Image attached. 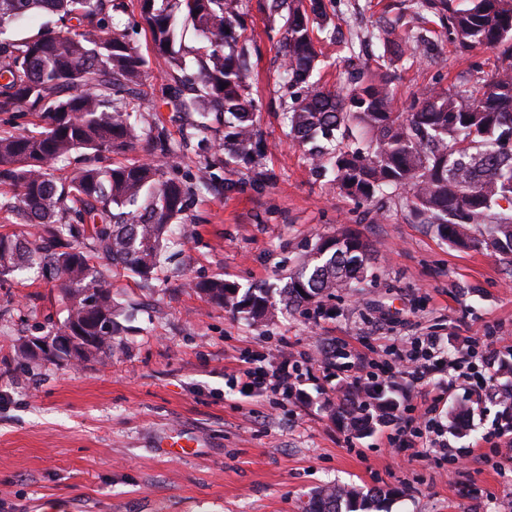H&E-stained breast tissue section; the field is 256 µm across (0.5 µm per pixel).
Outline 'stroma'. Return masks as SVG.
<instances>
[{
	"instance_id": "1",
	"label": "stroma",
	"mask_w": 512,
	"mask_h": 512,
	"mask_svg": "<svg viewBox=\"0 0 512 512\" xmlns=\"http://www.w3.org/2000/svg\"><path fill=\"white\" fill-rule=\"evenodd\" d=\"M263 3L246 0L244 26L270 180L245 184L225 170L233 190L192 197L173 227L184 244L168 247L154 287L113 280L123 331L111 356L81 366L11 362L19 338L43 335L65 312L58 288L36 275L0 279V512H302L311 492L330 482L395 490L387 512H512V464L494 445L503 425L498 401L472 407L461 432L447 428L449 412L469 405L471 381L512 358V265L488 250L453 247L406 214L378 217L374 206L312 175L286 135L280 35ZM325 4L353 43L328 51L320 66L335 88L380 55L367 38L380 17L412 12V0ZM489 57L438 41L427 58L395 62L396 109L429 87L461 86L470 64ZM342 233L372 244L368 278L320 307L254 325L183 286L187 278H221L242 289L281 288L307 246ZM427 334L441 339L437 359L459 361L463 372L429 379L447 389L438 422L465 458L460 467L433 449L391 443L398 418L351 434L331 414L342 372L308 363L309 353L333 344L349 360L365 356L378 384L406 408L409 392L384 367L388 348H410ZM260 355L297 362L291 395H259L236 379ZM172 432L196 437L193 452L167 455L160 443Z\"/></svg>"
}]
</instances>
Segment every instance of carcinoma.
Masks as SVG:
<instances>
[{
    "instance_id": "1",
    "label": "carcinoma",
    "mask_w": 512,
    "mask_h": 512,
    "mask_svg": "<svg viewBox=\"0 0 512 512\" xmlns=\"http://www.w3.org/2000/svg\"><path fill=\"white\" fill-rule=\"evenodd\" d=\"M137 0L153 50L164 64L162 104L192 116L174 140L160 121L139 120L141 86L150 60L129 36L110 28L126 0H0V112H29L35 130L0 133V214L20 217L26 236L0 234V277L34 270L59 283L66 316L48 336H87L89 348L60 349L56 360L98 362L112 353L120 331L108 280L128 273L145 285L155 279L171 226L187 201L225 181L230 165L262 181L266 143L261 105L247 82L249 50L242 39L245 0H177L202 46L193 66L175 49L176 14ZM410 35L376 27L371 38L399 61L422 59L433 37L462 51L496 52L490 71L477 70L463 90L430 89L406 112L393 111L392 74L359 71L342 90L318 78L322 50L314 31L331 22L324 0H266L279 25L284 56L283 102L288 135L304 148L313 169L331 176L341 194L427 224L452 246L491 250L512 259V0H418ZM440 29L428 28L426 13ZM54 18L26 38L8 27L39 16ZM224 116V130L213 115ZM147 145V155L110 165L114 154ZM207 155L190 186L170 175L180 153ZM75 163L60 179L62 163ZM369 246L359 236L319 238L308 247L279 291L283 308L318 304L367 278ZM207 302L243 312L255 324L272 320L273 289L240 288L222 279L187 280ZM399 402L375 387L348 389L336 417L356 435L393 417ZM382 491L354 485L317 488L304 512H381Z\"/></svg>"
}]
</instances>
